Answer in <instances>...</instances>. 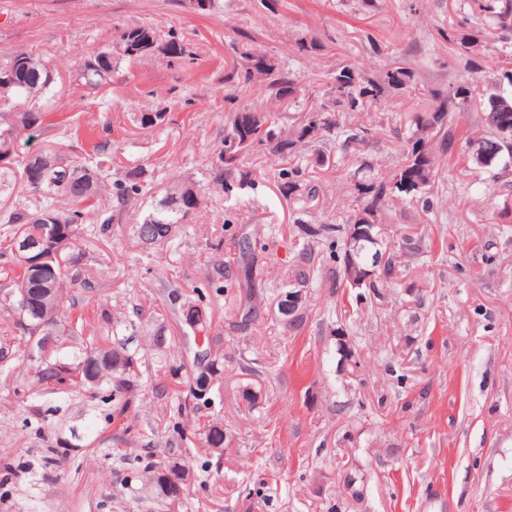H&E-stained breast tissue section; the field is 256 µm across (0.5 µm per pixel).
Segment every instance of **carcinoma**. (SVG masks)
I'll return each mask as SVG.
<instances>
[{
    "label": "carcinoma",
    "instance_id": "carcinoma-1",
    "mask_svg": "<svg viewBox=\"0 0 512 512\" xmlns=\"http://www.w3.org/2000/svg\"><path fill=\"white\" fill-rule=\"evenodd\" d=\"M471 14L481 20L483 30L490 34L497 30L512 31V0H469ZM148 44L155 51L173 59H185L191 55L187 46L178 40L158 43L157 32L149 24H137L124 28L116 46L97 53L77 69L81 84L101 87L112 78V69L122 61H132L145 56L139 47ZM233 66L226 81L248 84L258 75L267 80V89L277 103L278 111L257 108L250 104H238L224 115L223 148L218 155L219 164L214 172L213 183L225 193L243 189L252 183L254 172L245 166L246 158L264 150L278 158L294 156L312 143H326L341 139L346 150L373 136L367 127L340 125L336 113L357 112L367 106H381L390 92L403 91L414 94L419 100L417 107L408 113L406 131L396 147L399 161L385 178L372 177L358 183V191L364 201L358 205L348 224H318L306 229L310 237L336 240L339 247L337 258L345 262L346 239L356 224H366L372 237L361 240L356 250V260L365 263L377 258L376 274L370 281L359 286L357 298H363L368 290L379 294V288L399 278L394 254L388 251L382 234L381 216L389 202L401 198H423L445 172L439 166L438 156L458 154L466 167L478 172H489L484 165L490 158L512 160V69L500 74L480 89L465 79L450 87L448 93H422L414 85L411 68L395 66L382 70L373 79L363 78L354 66L346 64L329 74L325 92L313 102L299 96L300 89L291 78L288 63L257 52L248 43L231 44ZM0 98L5 96H29L47 88L51 73L40 57L18 52L0 62ZM479 104L483 120L490 136L480 139H463L456 113L466 112ZM300 112L296 123L285 124L289 109ZM168 119V112L159 108L151 114H142L134 121L143 128L154 127ZM39 117L34 112H18L4 122L0 129V149L14 146L15 140L36 127ZM43 166L38 167L29 158L16 160L33 194L40 197L39 204L29 207L19 204L3 217L9 230L0 242V259L14 270V288L5 299H15L9 317L12 327L20 335L35 341L47 354L56 350L57 338H78L82 332L65 319L64 303L74 288L83 284L81 261L83 253L78 248L80 236L88 231L86 214H95L97 226L94 234L107 236L112 228L113 214L101 206L104 197L115 198L122 207L133 200L150 195L154 179L145 176L141 168H131L121 174L110 175L112 157L98 151L88 159H66L52 150L40 153ZM282 176L283 193L290 196L316 194V186L301 180L300 170L285 169ZM164 195L156 200L151 209L134 225L135 236L148 245L167 243L176 225L183 224L205 199L204 192L191 183L173 176L165 177ZM44 237L51 239L59 250V262L54 270H43L28 263L15 246L22 239ZM239 261L230 288L236 289L237 301H250L258 293L261 278L252 237L244 233L239 238ZM321 277L319 253L314 245L306 242L300 248L293 267V288H305ZM180 318L194 335L204 337L206 347L200 350L191 395L199 396L205 384L221 371L224 354L212 350L209 344V326L205 317L199 316V308L190 304L181 307ZM140 369L135 356L129 354L121 341L101 344L94 339L85 344L84 356L78 362L63 359L46 360L36 369L32 382L40 387L68 385L93 394L102 386L109 387L115 410L124 413L132 403L138 386ZM30 382V383H32ZM24 382L22 386L28 387ZM205 444L210 448H222L226 442L224 429L211 425L203 432ZM156 495L173 499L169 492L168 475L185 481L184 466L174 462L158 465L152 461L144 465Z\"/></svg>",
    "mask_w": 512,
    "mask_h": 512
}]
</instances>
